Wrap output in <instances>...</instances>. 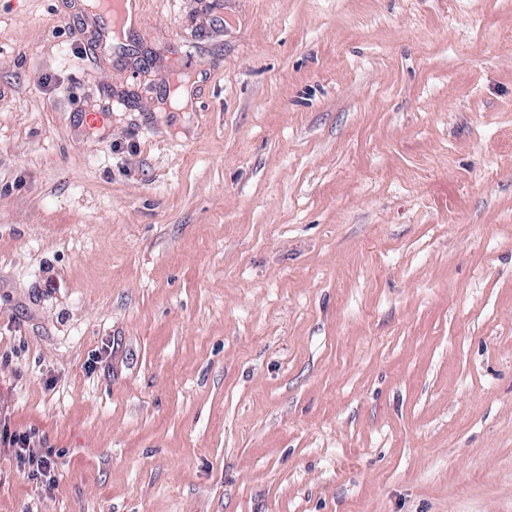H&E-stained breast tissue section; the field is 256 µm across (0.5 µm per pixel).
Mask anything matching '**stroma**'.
Instances as JSON below:
<instances>
[{"instance_id":"35a3bbf8","label":"stroma","mask_w":512,"mask_h":512,"mask_svg":"<svg viewBox=\"0 0 512 512\" xmlns=\"http://www.w3.org/2000/svg\"><path fill=\"white\" fill-rule=\"evenodd\" d=\"M85 2L0 0V512H512V0ZM15 443H21L23 446L28 445V448L20 447L19 453L27 457L29 465L35 468L37 474L51 477V474L55 473L57 463L51 453L29 448V443L23 437L18 438Z\"/></svg>"}]
</instances>
